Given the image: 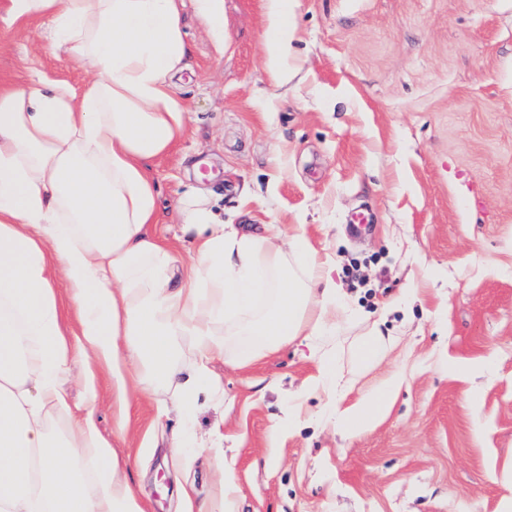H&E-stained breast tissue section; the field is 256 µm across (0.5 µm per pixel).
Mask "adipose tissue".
<instances>
[{"instance_id":"obj_1","label":"adipose tissue","mask_w":512,"mask_h":512,"mask_svg":"<svg viewBox=\"0 0 512 512\" xmlns=\"http://www.w3.org/2000/svg\"><path fill=\"white\" fill-rule=\"evenodd\" d=\"M288 0H267L272 75L288 56ZM45 19L53 46L87 67L82 89L63 81L0 88V512H144L94 409L67 433L75 364L106 365L120 399L124 368L173 392L191 422L199 397L223 400L210 364L226 340L251 344L242 363L289 344L305 347L315 385L337 393L319 343L346 294L299 234L264 236L220 221L204 195L176 212L194 239L182 262L156 232L154 161L187 131L175 81L186 47L178 0H11L5 23ZM65 280L81 336L72 346L55 291ZM189 337L195 359L176 362ZM94 456L97 490L79 464Z\"/></svg>"}]
</instances>
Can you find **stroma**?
Wrapping results in <instances>:
<instances>
[{
    "label": "stroma",
    "instance_id": "35a3bbf8",
    "mask_svg": "<svg viewBox=\"0 0 512 512\" xmlns=\"http://www.w3.org/2000/svg\"><path fill=\"white\" fill-rule=\"evenodd\" d=\"M264 0H222L218 21L180 0L187 134L152 168L160 236L187 257L178 201L206 195L227 224H273L331 257L354 318L326 349L340 398L283 347L251 364L229 344L199 400L198 438L223 458L168 446L177 414L120 401L104 365L72 377L66 432L88 398L100 436L130 459L145 512H503L512 502V0H291L289 79L266 69ZM0 23V86L32 74L81 88L89 73L43 35ZM370 211L366 233L351 215ZM392 344L359 367L372 326ZM397 378L384 414L354 433L328 422ZM238 486L225 506L220 474ZM190 500H183L182 489Z\"/></svg>",
    "mask_w": 512,
    "mask_h": 512
}]
</instances>
